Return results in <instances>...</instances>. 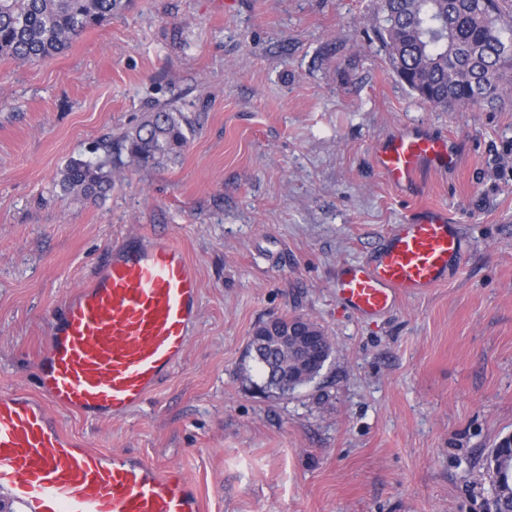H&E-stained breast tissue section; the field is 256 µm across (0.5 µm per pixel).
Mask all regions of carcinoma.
<instances>
[{
	"instance_id": "cac0c4a2",
	"label": "carcinoma",
	"mask_w": 512,
	"mask_h": 512,
	"mask_svg": "<svg viewBox=\"0 0 512 512\" xmlns=\"http://www.w3.org/2000/svg\"><path fill=\"white\" fill-rule=\"evenodd\" d=\"M122 0H0V58L41 61L65 51L112 17ZM375 20L391 63L412 91L442 110L494 104L512 88V0H377ZM193 127L181 109L161 107L126 132L118 153L140 169L176 160ZM98 161L73 158L60 187L95 202L112 190V144ZM247 356L262 365L266 385L288 392V355L253 340Z\"/></svg>"
}]
</instances>
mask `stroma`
Instances as JSON below:
<instances>
[{
  "label": "stroma",
  "mask_w": 512,
  "mask_h": 512,
  "mask_svg": "<svg viewBox=\"0 0 512 512\" xmlns=\"http://www.w3.org/2000/svg\"><path fill=\"white\" fill-rule=\"evenodd\" d=\"M123 2L51 60L0 58V392L35 393L55 311L114 248L168 236L201 285L184 361L128 414L53 411L64 430L181 469L206 512H493L491 451L512 436V95L422 103L376 0ZM165 104L195 125L175 162L122 166L97 203L62 192L71 158L102 159ZM408 123L462 151L412 195L373 163ZM424 205L460 224V269L360 318L340 267ZM294 315L334 351L283 394L246 347Z\"/></svg>",
  "instance_id": "obj_1"
}]
</instances>
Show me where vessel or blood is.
<instances>
[{"label":"vessel or blood","instance_id":"1","mask_svg":"<svg viewBox=\"0 0 512 512\" xmlns=\"http://www.w3.org/2000/svg\"><path fill=\"white\" fill-rule=\"evenodd\" d=\"M375 164L395 188L456 168L452 135L407 128L376 145ZM466 242L446 209L423 207L393 225L365 261L344 265L336 295L362 318L444 284ZM200 279L183 249L155 237L116 249L109 264L54 319L39 363L40 399L0 393V498L20 512H202L180 469L88 447L48 413L119 416L139 407L184 359L199 317Z\"/></svg>","mask_w":512,"mask_h":512}]
</instances>
